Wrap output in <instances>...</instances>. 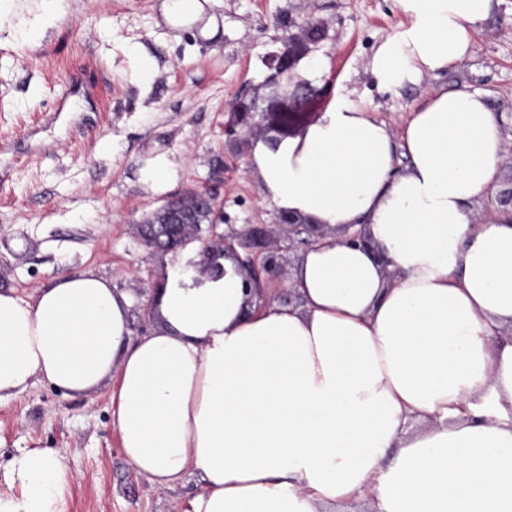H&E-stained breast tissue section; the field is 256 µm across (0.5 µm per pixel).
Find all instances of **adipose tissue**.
Returning a JSON list of instances; mask_svg holds the SVG:
<instances>
[{
  "mask_svg": "<svg viewBox=\"0 0 512 512\" xmlns=\"http://www.w3.org/2000/svg\"><path fill=\"white\" fill-rule=\"evenodd\" d=\"M491 2L396 0L377 85L467 58ZM502 159L481 93L430 87L398 134L339 96L302 135L256 142L253 167L281 212L366 225L370 247L304 251L297 307L259 304L233 257L216 278L187 251L135 341L127 297L95 271L0 290V402L113 383L128 464L160 489L201 482L186 512H344L368 494L380 512H512V216L471 208ZM72 480L60 455L21 451L0 512H66Z\"/></svg>",
  "mask_w": 512,
  "mask_h": 512,
  "instance_id": "obj_1",
  "label": "adipose tissue"
}]
</instances>
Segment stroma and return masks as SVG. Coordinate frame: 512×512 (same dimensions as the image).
<instances>
[{
  "mask_svg": "<svg viewBox=\"0 0 512 512\" xmlns=\"http://www.w3.org/2000/svg\"><path fill=\"white\" fill-rule=\"evenodd\" d=\"M162 0H6L0 26V289L25 294L56 274L89 269L130 298L133 337L155 325L151 303L170 257L146 247L131 223L169 197L212 189L220 234L255 230L247 254L274 255L285 276L263 279L272 301L294 304L285 278L301 253L275 234L252 151L230 135L231 106L266 111L293 89L268 59L296 47L306 19L324 25L293 70L314 88L289 131L302 134L339 95L401 132L431 83L488 96L512 113V0H492L472 54L438 79L390 92L367 69L402 16L394 0H213L201 24L174 30ZM167 177L155 185L151 173ZM111 389L66 395L44 382L0 406V475L20 450L63 456L74 480L68 512H184L195 478L157 488L126 462L111 418Z\"/></svg>",
  "mask_w": 512,
  "mask_h": 512,
  "instance_id": "stroma-1",
  "label": "stroma"
}]
</instances>
